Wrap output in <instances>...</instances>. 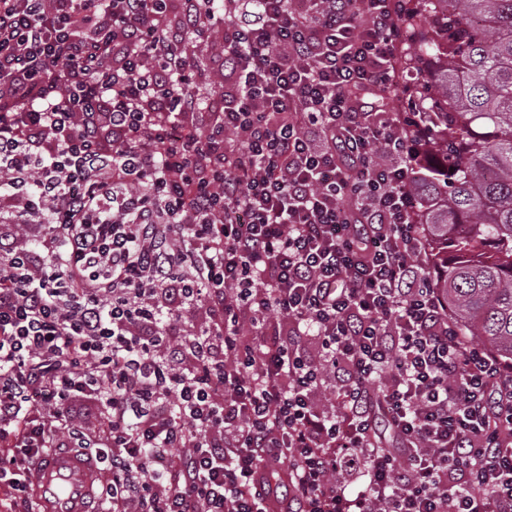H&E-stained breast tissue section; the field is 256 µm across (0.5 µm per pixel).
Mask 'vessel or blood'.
Listing matches in <instances>:
<instances>
[{
    "label": "vessel or blood",
    "mask_w": 512,
    "mask_h": 512,
    "mask_svg": "<svg viewBox=\"0 0 512 512\" xmlns=\"http://www.w3.org/2000/svg\"><path fill=\"white\" fill-rule=\"evenodd\" d=\"M94 478L91 463L68 451H49L29 470L40 512H87Z\"/></svg>",
    "instance_id": "vessel-or-blood-1"
}]
</instances>
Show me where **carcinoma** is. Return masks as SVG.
<instances>
[{
  "instance_id": "1",
  "label": "carcinoma",
  "mask_w": 512,
  "mask_h": 512,
  "mask_svg": "<svg viewBox=\"0 0 512 512\" xmlns=\"http://www.w3.org/2000/svg\"><path fill=\"white\" fill-rule=\"evenodd\" d=\"M416 223L464 333L512 364V0H408Z\"/></svg>"
}]
</instances>
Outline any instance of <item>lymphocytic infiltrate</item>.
Here are the masks:
<instances>
[{
    "mask_svg": "<svg viewBox=\"0 0 512 512\" xmlns=\"http://www.w3.org/2000/svg\"><path fill=\"white\" fill-rule=\"evenodd\" d=\"M401 7L0 0V512L53 448L101 512H512V366L375 102ZM195 47H192V43H188L185 47L187 53H192V60L197 63V65L204 70L206 74L211 72V75L215 68L214 59L218 52V46L216 45H208V44H195ZM193 48V50H192ZM193 51V52H192Z\"/></svg>",
    "mask_w": 512,
    "mask_h": 512,
    "instance_id": "f902f5d3",
    "label": "lymphocytic infiltrate"
}]
</instances>
